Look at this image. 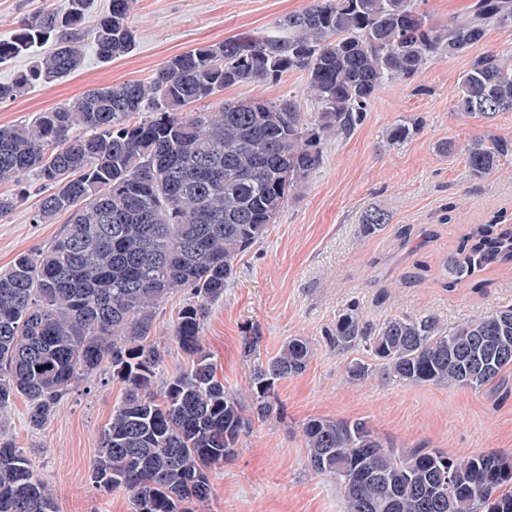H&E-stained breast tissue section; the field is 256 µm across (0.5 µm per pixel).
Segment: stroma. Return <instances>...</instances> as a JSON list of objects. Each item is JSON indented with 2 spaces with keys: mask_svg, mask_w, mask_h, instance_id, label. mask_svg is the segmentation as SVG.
Wrapping results in <instances>:
<instances>
[{
  "mask_svg": "<svg viewBox=\"0 0 512 512\" xmlns=\"http://www.w3.org/2000/svg\"><path fill=\"white\" fill-rule=\"evenodd\" d=\"M313 0H136L130 24L131 52L101 62L83 42L81 68L50 84L31 86L0 102V126L33 119L81 97L87 90L151 77L171 56L243 32L273 31L276 21ZM59 0H0V41L10 40L20 21ZM512 36L489 30L469 51L430 61L413 79L378 89L358 128L348 138H328L323 164L306 188L289 198L266 237L237 259L233 283L210 306L203 342L225 386L251 393V375L288 338L303 336L314 357L300 375L276 381L278 406L253 420L232 458L213 466L212 496L197 512H343L334 483L307 465L301 427L309 419H363L397 448L423 446L451 456L512 452V369L480 390L422 384L406 386L374 377L364 386L348 380V356L325 340L336 315L358 303L373 321L393 314H433L455 325L512 305V269L486 272L489 286L445 287L442 264L469 225L494 216L512 218V159L481 180L470 179L462 157L438 152V143H465L496 135L512 138V111L485 120L453 110V94L473 56L505 53ZM306 75L288 73L279 83L242 84L204 100L212 109L226 101L297 97L301 110L317 107L304 93ZM419 126L392 148L387 133L403 120ZM35 194L0 219V269L35 251L60 230L34 224ZM390 220L377 235L358 233L367 209ZM186 292L157 309L152 336L163 353L158 375L182 371L188 357L173 338ZM258 336L252 354L243 339ZM122 397L110 374L81 382L57 403L46 425L32 429L28 402L18 398L4 419L19 448L30 456L56 499L59 512H133L128 494L104 492L90 482L103 427Z\"/></svg>",
  "mask_w": 512,
  "mask_h": 512,
  "instance_id": "35a3bbf8",
  "label": "stroma"
}]
</instances>
